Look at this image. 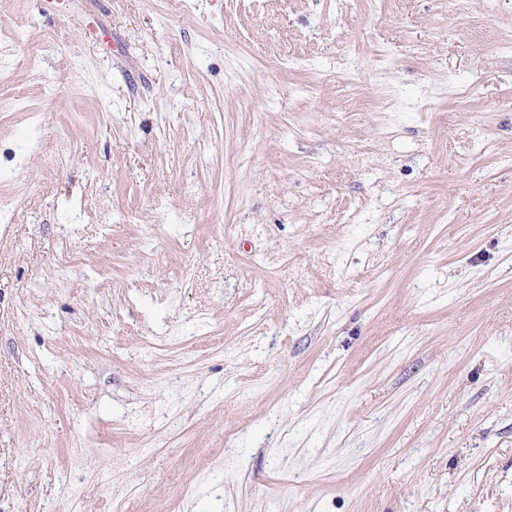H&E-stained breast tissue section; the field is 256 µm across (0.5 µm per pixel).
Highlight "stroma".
I'll return each instance as SVG.
<instances>
[{
	"label": "stroma",
	"instance_id": "35a3bbf8",
	"mask_svg": "<svg viewBox=\"0 0 512 512\" xmlns=\"http://www.w3.org/2000/svg\"><path fill=\"white\" fill-rule=\"evenodd\" d=\"M0 37V512H512V0Z\"/></svg>",
	"mask_w": 512,
	"mask_h": 512
}]
</instances>
